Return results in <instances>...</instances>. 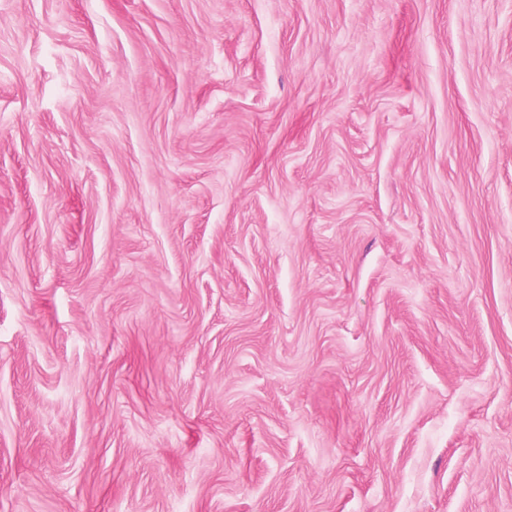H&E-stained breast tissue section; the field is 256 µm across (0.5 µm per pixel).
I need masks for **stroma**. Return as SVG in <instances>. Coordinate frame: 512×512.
<instances>
[{
  "instance_id": "1",
  "label": "stroma",
  "mask_w": 512,
  "mask_h": 512,
  "mask_svg": "<svg viewBox=\"0 0 512 512\" xmlns=\"http://www.w3.org/2000/svg\"><path fill=\"white\" fill-rule=\"evenodd\" d=\"M0 512H512V0H0Z\"/></svg>"
}]
</instances>
